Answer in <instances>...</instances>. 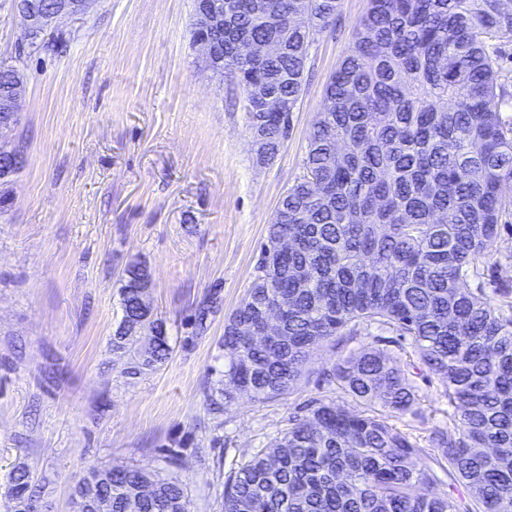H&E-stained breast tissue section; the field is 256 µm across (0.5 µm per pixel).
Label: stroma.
Segmentation results:
<instances>
[{"mask_svg":"<svg viewBox=\"0 0 512 512\" xmlns=\"http://www.w3.org/2000/svg\"><path fill=\"white\" fill-rule=\"evenodd\" d=\"M369 0H341L317 31L303 93L277 156L257 164L242 90L204 71L193 0H95L62 19L50 51L18 55L13 0H0V61L26 76L19 121L0 140L24 166L0 180V476L25 463L43 512H72L93 465L165 468L176 458L186 512H222L224 483L313 402L359 403L324 385L344 349L314 351L292 394L240 396L211 412L224 368V319L246 296L281 196L303 173L307 140ZM146 265L173 351L138 379L113 359L120 279ZM219 305L198 330L205 298ZM428 428L448 425L435 375L418 376Z\"/></svg>","mask_w":512,"mask_h":512,"instance_id":"obj_1","label":"stroma"}]
</instances>
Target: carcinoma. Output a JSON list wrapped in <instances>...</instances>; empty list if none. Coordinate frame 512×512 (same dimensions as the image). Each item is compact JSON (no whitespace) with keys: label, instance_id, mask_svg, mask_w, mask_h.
I'll return each mask as SVG.
<instances>
[{"label":"carcinoma","instance_id":"carcinoma-1","mask_svg":"<svg viewBox=\"0 0 512 512\" xmlns=\"http://www.w3.org/2000/svg\"><path fill=\"white\" fill-rule=\"evenodd\" d=\"M340 0H236L227 28L211 32L224 47L222 79L262 82L293 111L303 91L311 35L328 28ZM277 39L278 54L243 62L232 45ZM512 42L504 0H370L339 70L326 88L303 164L281 197L268 242L292 239L279 261L263 251L246 297L224 321V371L206 402L219 412L248 393L256 402L291 394L313 351L376 324L410 342L405 364L367 346L338 358L322 381L362 405L357 413L319 403L310 415L258 450L224 487L223 512H512V280L492 271V302L478 264L508 226L512 199V98L499 45ZM16 65L0 62V116ZM247 124L265 133L275 156L288 137L287 112L253 106ZM316 180L314 192L310 180ZM151 282L130 265L120 287L122 318L112 355L130 358L128 374L162 366L167 328L138 305ZM281 300L280 335L267 343L242 335L264 324ZM439 376L453 426L430 430L427 445L444 472L466 487L469 504L439 491L427 455L395 421L419 417L413 371ZM112 512H183L186 486L172 473L139 466L92 467L85 483ZM6 512H34L30 471L15 467L0 484Z\"/></svg>","mask_w":512,"mask_h":512}]
</instances>
